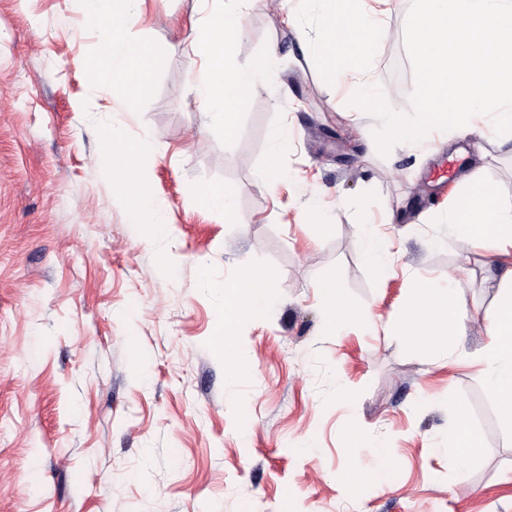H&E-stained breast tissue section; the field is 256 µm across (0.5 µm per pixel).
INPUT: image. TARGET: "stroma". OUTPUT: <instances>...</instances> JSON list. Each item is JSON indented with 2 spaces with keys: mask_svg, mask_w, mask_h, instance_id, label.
I'll return each instance as SVG.
<instances>
[{
  "mask_svg": "<svg viewBox=\"0 0 512 512\" xmlns=\"http://www.w3.org/2000/svg\"><path fill=\"white\" fill-rule=\"evenodd\" d=\"M409 4L365 0L393 38L368 73L332 80L302 53L315 23L283 21L306 13L302 0H251L233 59L271 65L228 141L201 133L190 89L199 0H144L132 36L159 56L132 110L120 91L87 93L103 49L78 0H0V512H512V431L473 360L501 257L461 250L436 221L473 172L512 197V142L436 133L383 154L376 120L351 103L373 84L412 111ZM113 126L152 166L156 240L90 170ZM202 181L235 189L234 223L194 206ZM367 223L396 252L393 270L363 256ZM246 265L272 271V304L236 329L237 376L213 307ZM452 273L468 319L447 359L413 349L400 326L415 284ZM327 281L369 319L329 332ZM452 402L482 436L456 471L434 451ZM350 427L391 450L392 485L348 492L351 461L374 464Z\"/></svg>",
  "mask_w": 512,
  "mask_h": 512,
  "instance_id": "obj_1",
  "label": "stroma"
}]
</instances>
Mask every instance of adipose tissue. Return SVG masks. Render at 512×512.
<instances>
[{"instance_id": "ef3b65f1", "label": "adipose tissue", "mask_w": 512, "mask_h": 512, "mask_svg": "<svg viewBox=\"0 0 512 512\" xmlns=\"http://www.w3.org/2000/svg\"><path fill=\"white\" fill-rule=\"evenodd\" d=\"M89 18L97 25L105 55L91 61L87 70L90 93L121 88L128 104H135L149 90L153 79L154 50L133 39L141 0H82ZM209 9L206 21L198 24L190 40L194 55L206 59L195 75L192 90L206 116V131L232 138L240 114L268 68L260 61L248 68L229 63L230 48L243 30L240 0H204ZM318 8L322 36L315 47L329 74L348 70L368 71L379 50L390 37L388 28L371 13L359 10L356 0H312ZM94 171L117 170L112 180L115 195L129 202L134 222L161 224L160 205L151 193L148 174L140 152L130 146L124 130L112 127L105 157L91 161ZM441 223L461 246L488 244L503 250L512 247V198L503 196L478 174L466 176L461 189ZM270 270L243 267L225 280L214 307V339L225 358L236 360L232 333L246 315H255L271 303L264 292ZM502 288L495 307L483 318L486 343L474 355L486 378L491 396L500 406L503 423L512 428V266L500 276ZM460 283L449 277L447 286L419 284L415 290L405 333L421 349L447 354L457 336L465 332L467 309L459 296ZM451 424L438 451L449 469L466 467L481 435L465 410L450 406Z\"/></svg>"}]
</instances>
